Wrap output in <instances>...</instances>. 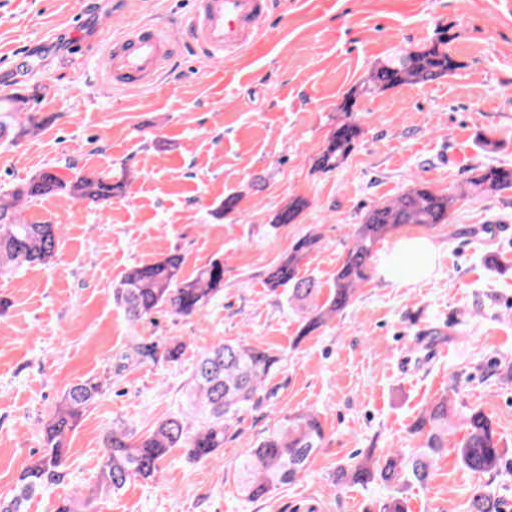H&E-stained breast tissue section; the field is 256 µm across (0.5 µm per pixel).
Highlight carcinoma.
I'll return each instance as SVG.
<instances>
[{
    "instance_id": "obj_1",
    "label": "carcinoma",
    "mask_w": 512,
    "mask_h": 512,
    "mask_svg": "<svg viewBox=\"0 0 512 512\" xmlns=\"http://www.w3.org/2000/svg\"><path fill=\"white\" fill-rule=\"evenodd\" d=\"M458 64L448 53L444 33L431 45L398 51L375 65L361 85L362 93L374 95L404 85L438 81L454 73ZM36 84L8 98L9 108L0 113V135L11 141L35 135L51 118L20 114L31 102L45 95ZM360 127L347 119L329 134L326 145L314 159L313 168L329 173L351 155ZM62 175L55 166L38 170L29 179L0 195V274L47 265L57 256L59 230L56 224L28 223L24 205L41 198L66 193L95 206L124 194L125 182L109 175H87L75 167ZM480 193H498L512 188V168L487 167L469 179ZM457 198L435 191L421 180L395 198L372 204L362 223L353 226L350 243L336 269L329 292L320 282L301 273L302 261L319 248L320 235L309 231L297 237L286 254L268 272L267 287L288 290V304L300 317L295 342L316 333L336 318L353 300L373 271L378 244L408 224L435 226L448 223ZM308 201L295 196L274 216L272 227L293 224ZM224 290V261L213 259L190 276L183 275V258L170 254L161 260L131 268L114 288V298L128 321L139 323L160 312L191 317L208 306ZM275 353L248 344H220L198 360L188 391L191 411L172 413L146 433L123 428L109 430L99 467V481L106 493L121 490L128 482L149 479L160 462L175 448L185 449L197 461L215 457L230 438L234 421L243 407L259 406L267 380L279 365ZM102 393V383L87 378L69 386L49 411L41 429V454L17 479L15 494L0 500V512H27V503L40 491L61 483L65 476L66 439L84 413ZM465 431L454 452L462 466L477 474L497 473L505 464L500 438L491 420L480 410L457 413L454 401L442 395L434 400L411 427L418 439L410 455L401 450L377 455L369 450L364 459L340 468L336 483L366 487L374 482L388 491L374 512H407L405 490L428 481L436 458L448 451L452 419ZM325 433L313 412H298L283 418L268 431L257 447L238 461L239 493L246 502H258L274 490L293 482L308 468L310 459L323 447ZM468 512H501L500 500L489 490L475 492Z\"/></svg>"
}]
</instances>
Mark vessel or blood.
<instances>
[{"label": "vessel or blood", "mask_w": 512, "mask_h": 512, "mask_svg": "<svg viewBox=\"0 0 512 512\" xmlns=\"http://www.w3.org/2000/svg\"><path fill=\"white\" fill-rule=\"evenodd\" d=\"M190 31L196 50L221 59L252 46L259 33L256 21L269 0H196ZM173 37L151 25L137 26L115 40L106 60L111 78L132 87L154 83L170 59Z\"/></svg>", "instance_id": "vessel-or-blood-1"}]
</instances>
